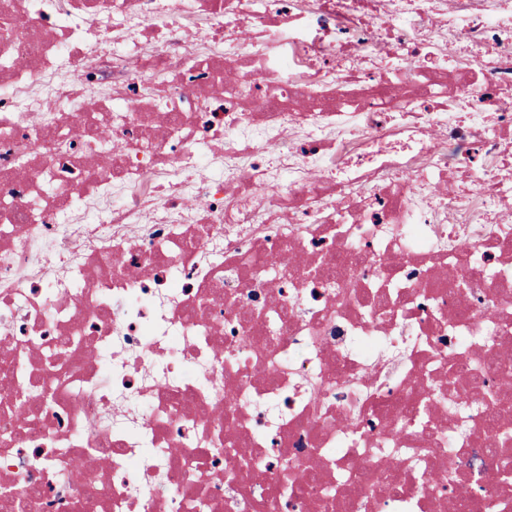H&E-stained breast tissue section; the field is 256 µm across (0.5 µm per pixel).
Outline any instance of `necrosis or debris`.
<instances>
[{
    "instance_id": "1",
    "label": "necrosis or debris",
    "mask_w": 512,
    "mask_h": 512,
    "mask_svg": "<svg viewBox=\"0 0 512 512\" xmlns=\"http://www.w3.org/2000/svg\"><path fill=\"white\" fill-rule=\"evenodd\" d=\"M511 91L512 0H0V512H512Z\"/></svg>"
}]
</instances>
